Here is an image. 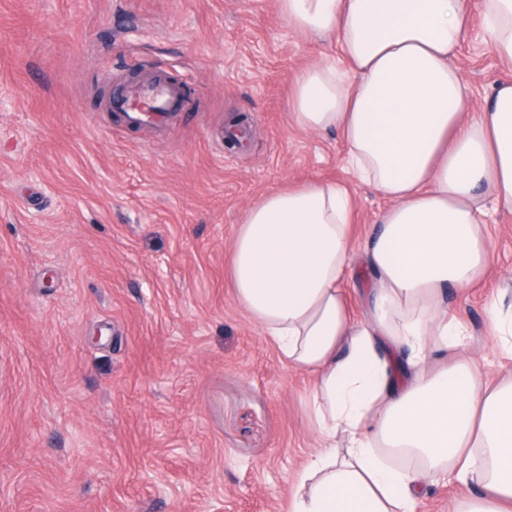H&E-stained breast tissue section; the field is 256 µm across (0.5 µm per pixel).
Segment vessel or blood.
<instances>
[{
	"mask_svg": "<svg viewBox=\"0 0 512 512\" xmlns=\"http://www.w3.org/2000/svg\"><path fill=\"white\" fill-rule=\"evenodd\" d=\"M180 101L179 82H148L117 97L112 108L123 113L128 125L152 124L161 127L165 125L169 113L179 111Z\"/></svg>",
	"mask_w": 512,
	"mask_h": 512,
	"instance_id": "obj_1",
	"label": "vessel or blood"
}]
</instances>
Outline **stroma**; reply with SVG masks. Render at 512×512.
<instances>
[{"label": "stroma", "instance_id": "obj_1", "mask_svg": "<svg viewBox=\"0 0 512 512\" xmlns=\"http://www.w3.org/2000/svg\"><path fill=\"white\" fill-rule=\"evenodd\" d=\"M336 54L277 0H0V512H288L312 380L238 305L230 243L311 179L349 184L355 239L386 207L337 132L292 117L296 76ZM456 65L477 105L512 80L478 10ZM154 72L194 92L163 134L105 109ZM489 230L492 273L456 308L496 378L512 212ZM507 294L502 292L493 297L488 307L487 336L503 352L512 354V299L506 301Z\"/></svg>", "mask_w": 512, "mask_h": 512}]
</instances>
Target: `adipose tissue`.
I'll return each instance as SVG.
<instances>
[{
	"instance_id": "ef3b65f1",
	"label": "adipose tissue",
	"mask_w": 512,
	"mask_h": 512,
	"mask_svg": "<svg viewBox=\"0 0 512 512\" xmlns=\"http://www.w3.org/2000/svg\"><path fill=\"white\" fill-rule=\"evenodd\" d=\"M278 5L291 27L338 49L298 76L296 125L338 131L346 168L388 202L358 244L349 190L309 180L265 194L234 233L238 304L314 380L321 446L289 512H414L445 478L468 489L455 512H512V375L491 380L470 361L469 331L448 308L490 271L486 216L512 211V85L473 110L455 65L463 0ZM478 7L512 65V0ZM359 268L360 322L349 290ZM487 333L512 354L506 294L488 303Z\"/></svg>"
}]
</instances>
